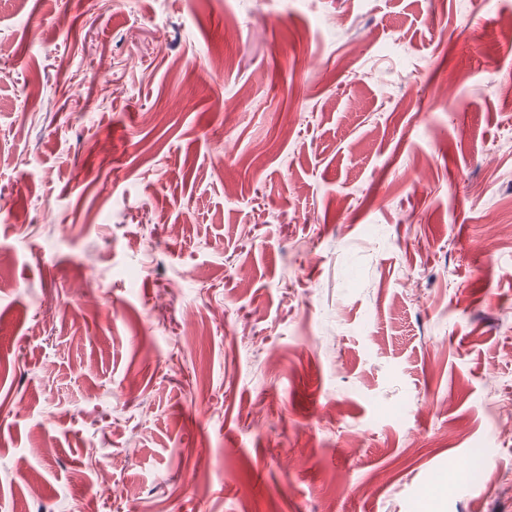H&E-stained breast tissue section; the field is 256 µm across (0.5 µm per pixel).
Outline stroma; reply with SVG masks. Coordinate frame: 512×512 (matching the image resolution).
I'll return each mask as SVG.
<instances>
[{"label":"stroma","instance_id":"1","mask_svg":"<svg viewBox=\"0 0 512 512\" xmlns=\"http://www.w3.org/2000/svg\"><path fill=\"white\" fill-rule=\"evenodd\" d=\"M509 15L0 0V512H512Z\"/></svg>","mask_w":512,"mask_h":512}]
</instances>
